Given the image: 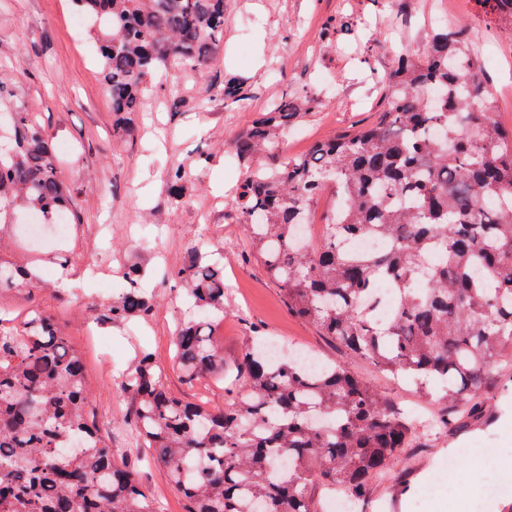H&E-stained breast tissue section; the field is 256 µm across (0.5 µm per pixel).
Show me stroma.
Returning a JSON list of instances; mask_svg holds the SVG:
<instances>
[{
    "label": "stroma",
    "mask_w": 512,
    "mask_h": 512,
    "mask_svg": "<svg viewBox=\"0 0 512 512\" xmlns=\"http://www.w3.org/2000/svg\"><path fill=\"white\" fill-rule=\"evenodd\" d=\"M224 46L205 75L175 76V92L156 88L132 116L130 135L113 134L116 116L102 76L91 28L76 29L71 0H0V96L12 107L34 113L60 152L59 176L76 203L73 232L65 246L28 244L11 228L0 245V263L35 264L40 283L0 296L16 318L32 311L55 316L84 359L89 393L112 410L111 445L128 444L121 419L127 400L110 380L102 348L112 365L129 366L138 345H147L162 370L165 387L178 398L220 408L234 399L247 345L272 341L303 347L348 363L363 380L378 386L400 406L412 409L411 386L381 374L347 355L312 323L293 315L281 288L271 281L252 249L233 206L236 185L247 166L234 157L231 142L260 113L284 99L308 97L311 109L294 123L303 139L286 140L284 151L305 152L339 131L373 122L382 108L381 80L401 55L411 54L431 36V20L468 25L490 63L485 67L497 100L499 119L512 127V17L479 12L474 0H225ZM240 81L244 97H224L228 80ZM208 152L199 167L200 152ZM182 167V197L173 200L168 173ZM225 191H218L216 177ZM162 238L164 250L141 248ZM205 239L212 258L224 266V374L191 380L176 360L177 325L191 315L181 286L168 279L183 261L187 244ZM140 267L143 288L152 294L148 320L114 323L98 336L84 332L95 324L97 306L127 288L126 271ZM494 455L491 473L473 471L474 480L500 482L512 471V399L466 420L452 431L424 436L418 448L397 464L362 512H445L448 498L427 497L426 484L443 459L468 465L469 452ZM128 464L159 501L162 512H186V503L166 470L150 453Z\"/></svg>",
    "instance_id": "obj_1"
}]
</instances>
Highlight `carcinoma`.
<instances>
[{
	"instance_id": "obj_1",
	"label": "carcinoma",
	"mask_w": 512,
	"mask_h": 512,
	"mask_svg": "<svg viewBox=\"0 0 512 512\" xmlns=\"http://www.w3.org/2000/svg\"><path fill=\"white\" fill-rule=\"evenodd\" d=\"M106 27L98 38L104 81L128 135L153 79L205 73L224 41L225 0H72ZM485 13L512 16V0H477ZM378 120L252 167L234 208L288 310L312 322L353 358L414 385L436 407L433 429L482 413L492 371L512 375V130L501 127L470 30L446 25L423 50L384 77ZM307 99L281 101L243 131L240 159L276 153ZM13 146L0 149V229L15 208L49 218L71 199L46 131L26 112L6 111ZM331 188L336 208L316 242L299 243L312 205ZM375 234L380 253L345 240ZM129 288L102 305L100 320L145 318L152 304L129 271ZM174 276L184 298L210 320L188 318L176 334L179 363L193 380L224 370L215 336L224 321V268L200 242ZM394 287L395 309L377 316L372 293ZM37 282L33 270L0 266V294ZM276 362L246 348L242 393L206 409L170 393L145 351L120 377L123 422L169 473L189 512H317L310 484L363 503L406 449L421 420L394 410L383 392L344 365L316 357ZM71 451L60 454V449ZM293 462L274 481L280 456ZM0 512H161L93 420L84 363L54 317L16 323L0 310Z\"/></svg>"
}]
</instances>
